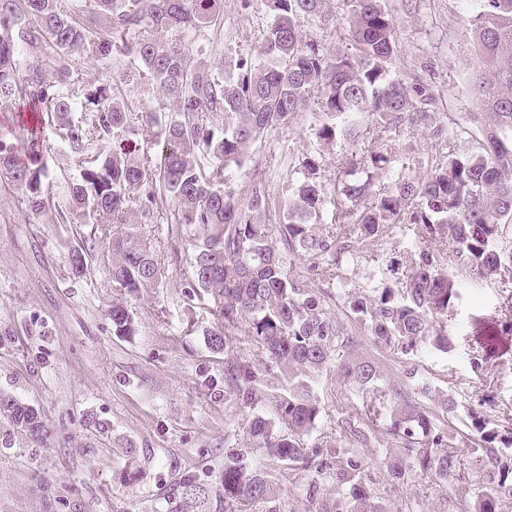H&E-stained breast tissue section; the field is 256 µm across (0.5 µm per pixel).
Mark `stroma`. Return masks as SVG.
I'll return each instance as SVG.
<instances>
[{
	"label": "stroma",
	"mask_w": 512,
	"mask_h": 512,
	"mask_svg": "<svg viewBox=\"0 0 512 512\" xmlns=\"http://www.w3.org/2000/svg\"><path fill=\"white\" fill-rule=\"evenodd\" d=\"M380 2L395 25L390 73L406 85L429 90L426 108L435 115L434 122L393 136L398 161L393 169L374 174L376 182L385 183L401 173L425 176L444 148L471 152L472 139L450 142L436 128L466 124L481 106L467 28L477 0ZM327 12L333 23L305 25L304 37L334 53L347 51L343 0H329ZM272 20L268 0H224V40L213 62L229 73L241 57L264 58V36ZM322 121L316 106L308 105L254 144L245 166L233 175L236 197L251 194L253 173L259 170L266 197L280 208L291 168L306 158L319 161L320 176L331 187L341 175L342 156L383 148L380 137L320 145L314 131ZM140 231L150 249L166 257L168 271L157 287L123 295L108 281L103 246H94L96 254L83 276L71 272L70 253L91 244L90 225L73 217L61 220L53 212L27 216L21 192L0 181V392L36 407L54 431L38 445L18 428L11 432L9 447H0V512H167L163 493L176 475L193 470L215 483L225 449L247 447V421L269 414L282 389V379L265 375L251 404L225 397L228 356L206 345L209 312L197 310L190 321L184 316L182 284L193 256L189 239L167 224H145ZM410 242L400 226L384 244L360 245L344 266V285L313 276L298 258L289 269L301 288L321 295L328 313L345 323L346 287L371 293ZM462 288L464 299L448 323L455 340L452 353L422 346L413 355L397 356L368 336L358 337L348 351L349 358L374 362L384 380L402 379L410 371L413 384L448 392L458 404L448 431L460 438L469 432V409L495 421L512 408V330L502 328L508 314L504 295L489 279L466 281ZM118 301L127 306L136 335H113L108 312ZM477 362L483 375L472 370ZM315 392L321 414L308 440L312 447L361 405L360 393L338 377L332 364L323 370ZM359 454L365 478L384 501H412L416 512L474 508L470 502L450 501L431 479L413 487L393 481L384 450L374 444L363 445ZM249 460L271 476L278 490L275 504L259 502L250 512H306L310 506L334 512L335 480L323 481L310 504L304 488L311 471H284L258 450ZM131 461L140 469L133 484L124 479Z\"/></svg>",
	"instance_id": "1"
}]
</instances>
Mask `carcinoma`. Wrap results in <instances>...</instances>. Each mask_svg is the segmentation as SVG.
<instances>
[{"mask_svg":"<svg viewBox=\"0 0 512 512\" xmlns=\"http://www.w3.org/2000/svg\"><path fill=\"white\" fill-rule=\"evenodd\" d=\"M352 51L329 54L303 39V23L326 16V0H270L273 21L265 53L273 63L242 57L226 75L206 59L221 40L224 0H0V112H27L35 124L18 122L0 134V177L22 192L32 216L55 211L62 220L106 214L122 228L104 243L110 254L112 287L128 295L153 288L166 277L165 262L147 249L136 211L146 224H171L194 235L191 273L185 279L188 311L205 305L212 327L205 331L214 352L227 351L245 337L266 355L271 367L288 370V393L275 397L272 416L247 424L251 446L292 472L314 470L305 489L312 501L320 480L333 478L337 512H413V507L381 500L365 481L358 445L374 439L380 448H400L389 459V475L400 484L432 477L461 502L484 485L475 512H502L512 503V418L491 423L469 413L475 434L460 444L437 428L435 411L448 415L457 404L448 393L423 385L427 409L376 365L351 361L353 341L330 316L321 296L300 288L285 270V255L307 261L320 278L344 280L338 255L343 240L386 239L398 224L414 244L371 295L346 293L354 322L374 342L403 356L421 344L449 354L454 343L448 317L462 300L457 279H499L512 286V0H480L470 20L476 48L477 86L483 112L477 151L440 156L424 179L399 177L375 184L369 168L390 169L396 151L369 155L370 164L349 159L345 178L328 189L312 159L302 176L287 185L288 204L279 224L281 252L265 224L269 203L253 193L238 200L229 187L232 172L244 167L250 146L273 127L284 125L308 100H316L326 121L317 140L397 133L431 122L420 107L427 90L391 77L394 24L379 0H345ZM91 60L114 66L129 61L172 103L159 124L156 113L128 112L123 79L88 75L83 98L65 90L76 64ZM77 112L91 119L77 121ZM148 119L164 137L154 157L130 147ZM51 126L81 160L78 179L55 195L44 165L48 146L39 129ZM326 210L336 232L316 231ZM92 253L70 255L73 273L87 268ZM115 336H134L136 327L121 304L109 313ZM361 394L359 421L348 423L349 439L310 448L306 437L320 416L313 383L329 364ZM227 374L236 398L253 399L258 370L247 360L228 358ZM46 439L52 430L32 406L0 393V424ZM492 464L469 477L460 472L463 449ZM181 507L202 508L215 500L220 512H247L256 502L275 500L277 487L247 462L243 450L229 448L219 486L196 472L181 474L166 490Z\"/></svg>","mask_w":512,"mask_h":512,"instance_id":"1","label":"carcinoma"}]
</instances>
